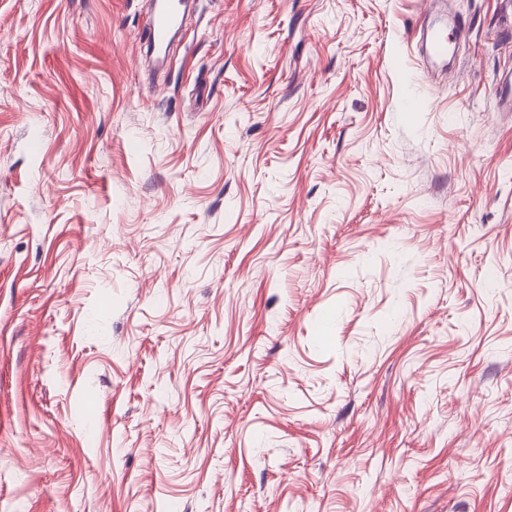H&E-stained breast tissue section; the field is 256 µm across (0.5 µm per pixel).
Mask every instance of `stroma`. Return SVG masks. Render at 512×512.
Wrapping results in <instances>:
<instances>
[{
    "label": "stroma",
    "instance_id": "obj_1",
    "mask_svg": "<svg viewBox=\"0 0 512 512\" xmlns=\"http://www.w3.org/2000/svg\"><path fill=\"white\" fill-rule=\"evenodd\" d=\"M187 2L0 0V512H512V5ZM144 27V43L162 48L173 29L182 22L181 0H157ZM419 33L426 57L443 58L448 55V44L453 33L437 32L429 27L421 28Z\"/></svg>",
    "mask_w": 512,
    "mask_h": 512
}]
</instances>
